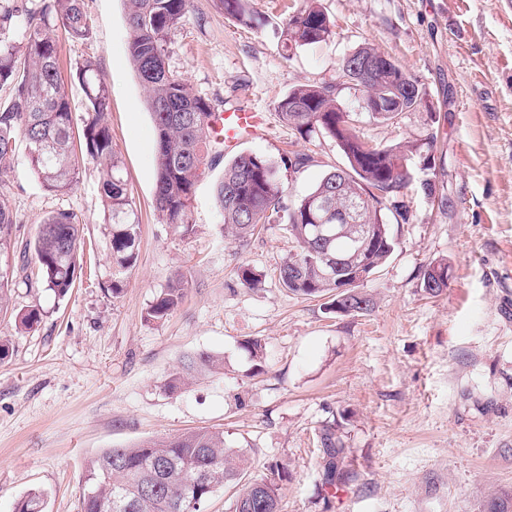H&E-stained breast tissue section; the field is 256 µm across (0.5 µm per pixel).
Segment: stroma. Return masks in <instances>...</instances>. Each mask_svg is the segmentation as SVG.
Returning a JSON list of instances; mask_svg holds the SVG:
<instances>
[{
    "label": "stroma",
    "instance_id": "1",
    "mask_svg": "<svg viewBox=\"0 0 512 512\" xmlns=\"http://www.w3.org/2000/svg\"><path fill=\"white\" fill-rule=\"evenodd\" d=\"M302 0H252L245 26L215 0H191L173 31L167 65L215 111L266 113L264 136L223 153L196 186L182 234L154 206L156 136L130 63L124 0H85L88 40L56 30L73 108L85 94L76 70L93 59L107 86V121L139 222L137 260L111 294V235L95 165L72 191L45 192L17 147L0 193L13 213V274L0 306V512L42 491L46 512H80L87 461L107 448L198 428L223 431L252 451L251 477L283 464L289 480L279 512H484L512 492V0H322L334 22L326 42L282 51L289 15ZM369 45L416 80L423 97L395 122L369 118L364 94L343 83L341 64ZM331 85L363 139L407 147L406 218L390 223L395 249L361 288L374 300L359 316L330 312L325 299L279 282L294 252L287 224H263L243 241L227 237L215 197L225 161L242 152L272 161L308 155L283 169L285 204L304 195L344 157L320 132L301 136L275 102L303 85ZM434 182V196L422 185ZM71 210L83 221L84 273L63 298L30 288L23 248L44 218ZM448 286L422 288L434 261ZM264 274L243 286L236 269ZM182 276L185 297L166 319H148L154 298ZM41 311L32 329L18 316ZM264 345L255 369L242 340ZM205 351L224 367L171 392L184 357ZM347 457L329 480L325 430Z\"/></svg>",
    "mask_w": 512,
    "mask_h": 512
}]
</instances>
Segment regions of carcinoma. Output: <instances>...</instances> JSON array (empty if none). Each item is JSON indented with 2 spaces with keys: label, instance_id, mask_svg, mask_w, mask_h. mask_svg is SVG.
<instances>
[{
  "label": "carcinoma",
  "instance_id": "cac0c4a2",
  "mask_svg": "<svg viewBox=\"0 0 512 512\" xmlns=\"http://www.w3.org/2000/svg\"><path fill=\"white\" fill-rule=\"evenodd\" d=\"M216 2L224 17L243 24L254 22L250 0ZM125 5L127 54L146 93L156 132L155 208L164 223L187 234L193 229L188 212L194 189L205 174L201 167H209L219 155L218 141L212 136L216 112L166 66L170 34L186 16L190 0H125ZM57 26L74 41L88 39L93 21L84 0H40L36 8L26 0H0V88L9 90L8 101L0 104V183L11 172L20 138L26 142L30 168L49 192L71 191L80 166L95 163L112 224L110 291L117 295L119 275L137 259L138 225L132 218L106 120L109 94L95 77L94 63L85 60L78 70L86 98L82 143L75 147L74 109L58 67ZM332 27L319 0H305L289 17L283 48L291 51L320 44L332 35ZM362 66L372 67L365 108L373 120L387 123L397 112H408L421 103L416 81L370 46L344 60L340 77L348 78L353 68ZM276 110L284 123L303 135L323 130L332 136L345 165L326 173L287 207L278 165L258 154H238L224 165V174L215 185L224 229L243 240L260 224L287 222L296 252L279 268L282 286L304 297L332 293L331 308L339 305L364 315L372 311L373 299L358 288L340 290L338 278L349 273V266L378 270L392 254L395 242L383 211L392 209L403 216L404 205L398 197L409 182L407 154L400 146L371 145L354 124L341 122L342 110L330 86H299L276 101ZM13 224L12 212L0 197V255L11 248ZM317 224L331 229L330 244L315 238ZM338 226L345 229L339 236ZM82 233L78 216L59 210L46 217L34 241L25 245L42 285L58 297L75 287L83 254ZM354 236L368 240L356 257ZM237 277L248 288L262 284V274L248 265L239 266ZM447 287L448 264L439 261L427 266L425 293L436 297ZM183 297V280L177 277L151 302L147 316L165 319ZM240 346L253 361L262 363L261 340L249 338ZM223 366V359L201 352L172 376L167 388L181 387L194 371ZM323 441L330 449L329 469L335 473L344 458V442L331 431ZM251 464L250 450L228 445L222 431L199 430L109 448L88 462L80 512H203L211 496L226 486L237 488L232 512H278L288 472L275 463L269 465L266 477L248 480ZM15 512H45L44 493L29 491Z\"/></svg>",
  "mask_w": 512,
  "mask_h": 512
}]
</instances>
